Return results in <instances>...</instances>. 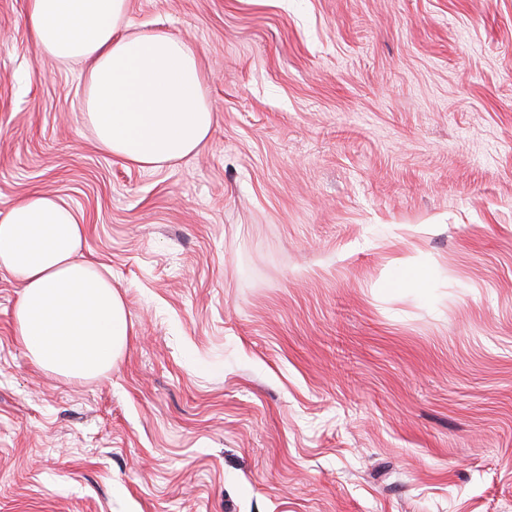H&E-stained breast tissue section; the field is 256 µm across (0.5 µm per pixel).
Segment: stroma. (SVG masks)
Returning <instances> with one entry per match:
<instances>
[{
    "label": "stroma",
    "instance_id": "35a3bbf8",
    "mask_svg": "<svg viewBox=\"0 0 512 512\" xmlns=\"http://www.w3.org/2000/svg\"><path fill=\"white\" fill-rule=\"evenodd\" d=\"M0 0V214L41 190L134 334L35 365L0 271V512H512V0H129L214 131L100 151Z\"/></svg>",
    "mask_w": 512,
    "mask_h": 512
}]
</instances>
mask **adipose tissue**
<instances>
[{
    "label": "adipose tissue",
    "mask_w": 512,
    "mask_h": 512,
    "mask_svg": "<svg viewBox=\"0 0 512 512\" xmlns=\"http://www.w3.org/2000/svg\"><path fill=\"white\" fill-rule=\"evenodd\" d=\"M128 0H27L40 53L88 65L84 119L99 148L142 168L196 152L215 115L197 47L128 35ZM85 227L60 198L31 193L0 217V270L22 284L16 334L40 368L85 380L112 368L132 332L122 296L83 259Z\"/></svg>",
    "instance_id": "1"
}]
</instances>
